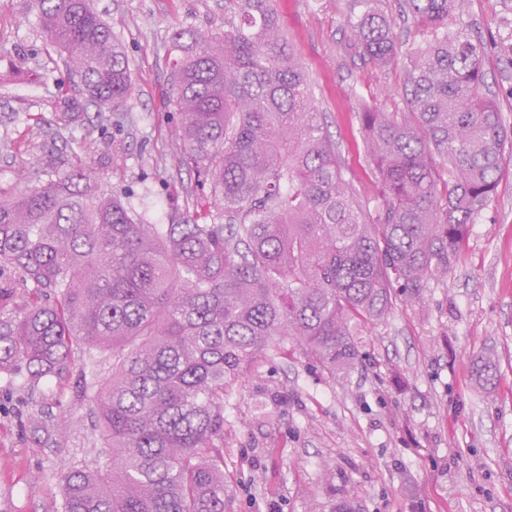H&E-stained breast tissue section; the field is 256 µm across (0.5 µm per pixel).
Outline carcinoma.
Returning <instances> with one entry per match:
<instances>
[{
    "label": "carcinoma",
    "mask_w": 512,
    "mask_h": 512,
    "mask_svg": "<svg viewBox=\"0 0 512 512\" xmlns=\"http://www.w3.org/2000/svg\"><path fill=\"white\" fill-rule=\"evenodd\" d=\"M273 2L224 0V32L171 37L172 142L197 176L192 215L151 223L103 187L86 139L69 171L0 195V275L15 274L0 286V373L36 386L68 370L74 342L92 354L79 387L103 448L61 475L62 512H226L227 384L288 337L331 373L353 368L361 328L448 273L512 151L463 0H403L412 43L372 0H347L360 56L410 59L408 111L358 113L384 199L370 209ZM31 7L97 120L127 111L130 63L91 0ZM496 374L476 362L479 382Z\"/></svg>",
    "instance_id": "1"
}]
</instances>
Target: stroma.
<instances>
[{
  "mask_svg": "<svg viewBox=\"0 0 512 512\" xmlns=\"http://www.w3.org/2000/svg\"><path fill=\"white\" fill-rule=\"evenodd\" d=\"M345 0H276L280 27L313 82L316 101L357 197L382 203L358 112H403L404 60L380 67L350 53ZM129 59L130 122L100 125L47 45L29 0H0V191L27 189L70 169L72 142L90 138L106 186L129 191L153 223L193 210L195 177L169 149L172 34L220 32L224 0H94ZM464 18L488 44L485 68L512 133V0H465ZM82 114L60 125L54 103ZM363 360L329 374L295 340L236 381L224 399V493L229 512H512V159L469 228L457 263L414 304L394 303L362 330ZM497 375L481 387L473 362ZM85 353L69 371L29 387L0 374V512H61L59 476L100 448L92 402L77 389ZM41 412L43 431L27 426Z\"/></svg>",
  "mask_w": 512,
  "mask_h": 512,
  "instance_id": "stroma-1",
  "label": "stroma"
}]
</instances>
